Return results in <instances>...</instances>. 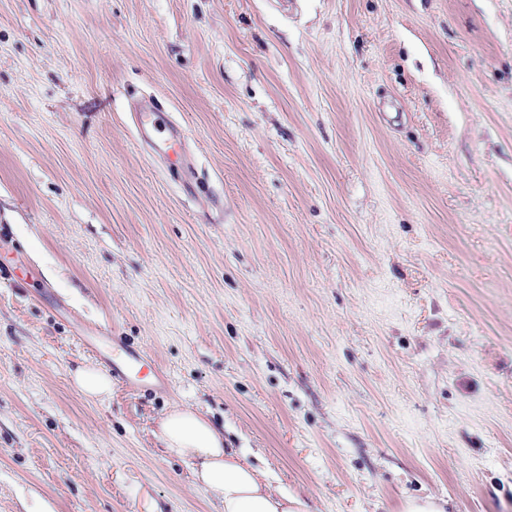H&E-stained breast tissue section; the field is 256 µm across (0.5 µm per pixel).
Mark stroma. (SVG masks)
<instances>
[{
    "label": "stroma",
    "instance_id": "1",
    "mask_svg": "<svg viewBox=\"0 0 512 512\" xmlns=\"http://www.w3.org/2000/svg\"><path fill=\"white\" fill-rule=\"evenodd\" d=\"M94 326L164 383L80 393ZM174 405L312 512H512V0H0V512H221ZM136 128L140 138L149 143L152 151L162 157H180L181 137L178 129L172 126L168 115L158 110L136 112Z\"/></svg>",
    "mask_w": 512,
    "mask_h": 512
}]
</instances>
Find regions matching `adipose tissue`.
Here are the masks:
<instances>
[{
	"instance_id": "1",
	"label": "adipose tissue",
	"mask_w": 512,
	"mask_h": 512,
	"mask_svg": "<svg viewBox=\"0 0 512 512\" xmlns=\"http://www.w3.org/2000/svg\"><path fill=\"white\" fill-rule=\"evenodd\" d=\"M158 427L165 453L190 460L196 486L223 504V512H311L307 499L275 486L191 408L173 406Z\"/></svg>"
}]
</instances>
